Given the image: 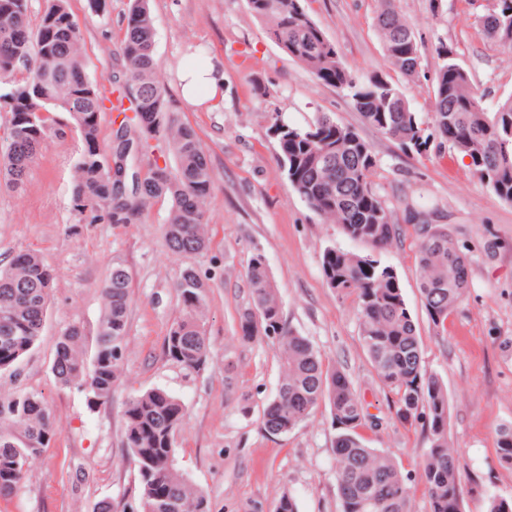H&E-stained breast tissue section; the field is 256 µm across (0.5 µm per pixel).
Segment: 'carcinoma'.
Wrapping results in <instances>:
<instances>
[{"instance_id":"1","label":"carcinoma","mask_w":512,"mask_h":512,"mask_svg":"<svg viewBox=\"0 0 512 512\" xmlns=\"http://www.w3.org/2000/svg\"><path fill=\"white\" fill-rule=\"evenodd\" d=\"M268 37L319 81L339 89L365 124L403 149L418 154L449 145L468 159L472 173L500 200L512 203V96L495 112L484 107V93L441 43L436 74L434 132L418 121L402 88L377 71L358 74L340 58L336 45L312 18L306 0H247ZM491 40L512 50V0H498L476 18ZM376 27L389 66L415 77L419 49L413 28L392 6L379 0ZM154 24L150 0H131L121 46L126 82L106 88L85 73L83 33L69 0H45L31 25L28 0H0V109L10 113L6 148L0 150V181L18 186L27 178L43 144L52 135L77 130L83 150L76 163L73 210L80 223L132 224L156 199L170 208L164 233L179 254L207 246L206 206L212 169L196 131L184 123L164 87L155 80ZM122 115L100 144V115ZM64 118L59 120L56 114ZM276 160L294 192L324 222L338 225L365 252L328 246L322 254L325 283L341 297L356 296L363 350L381 384L395 395L394 417L417 422L426 434L419 478L428 512H464L459 449L449 436L450 404L444 382L422 358L414 321L393 266L377 255L398 235L392 213L373 187L377 160L372 145L350 126L321 112L306 126L282 115L270 116ZM161 146L174 167L144 158ZM421 297L433 325L445 328L448 315L466 299L469 260L442 224L418 228ZM252 303L238 316V339L277 346L281 380L262 413L271 435L287 434L320 404L329 407L336 427L335 479L341 512H411L409 482L391 453L371 448L360 435L369 414L348 375L324 368L310 340L283 317L278 288L264 254H252L246 269ZM53 283L39 254H17L0 268V372L16 368L35 347L43 330ZM130 275L112 267L101 292L104 312L91 355L83 332L71 326L59 337L52 374L62 388L84 393L89 408L109 402L123 370ZM173 288L179 317L164 338L167 360L190 372L206 368L211 345L204 329L207 285L185 267ZM185 405L168 391L153 388L131 396L122 410L123 448L136 472V494L117 503L103 501L97 512H211L208 496L190 484L176 461L175 435L185 424ZM56 435L47 400L32 391H0V497L24 486L28 460L50 447ZM498 460L512 469V423L497 432ZM485 512H512V499L480 492Z\"/></svg>"}]
</instances>
